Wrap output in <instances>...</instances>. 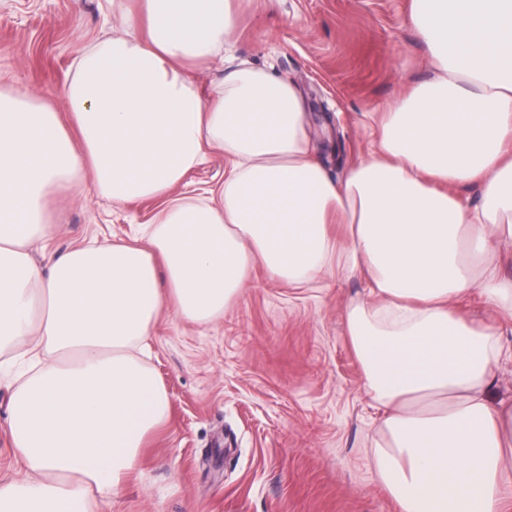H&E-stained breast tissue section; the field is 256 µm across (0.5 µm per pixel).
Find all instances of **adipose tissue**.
I'll use <instances>...</instances> for the list:
<instances>
[{
  "label": "adipose tissue",
  "instance_id": "ef3b65f1",
  "mask_svg": "<svg viewBox=\"0 0 512 512\" xmlns=\"http://www.w3.org/2000/svg\"><path fill=\"white\" fill-rule=\"evenodd\" d=\"M108 3L121 30L80 49L66 113L0 90V355L25 366L9 399L24 477L0 480V512H88L118 494L169 411L137 351L165 308L216 318L258 262L291 284L366 276L348 333L384 409L375 464L402 512H503L512 402L491 399L503 347L458 302L476 292L512 320L498 264L512 251V0H410L435 75L382 114L341 180L293 84L245 62L211 92L195 81L234 44L233 0ZM216 148L217 201L174 196ZM87 179L116 204L168 205L132 241L53 252L48 192ZM471 184L473 207L457 193ZM332 224L348 225L345 241Z\"/></svg>",
  "mask_w": 512,
  "mask_h": 512
}]
</instances>
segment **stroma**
<instances>
[{
	"instance_id": "stroma-1",
	"label": "stroma",
	"mask_w": 512,
	"mask_h": 512,
	"mask_svg": "<svg viewBox=\"0 0 512 512\" xmlns=\"http://www.w3.org/2000/svg\"><path fill=\"white\" fill-rule=\"evenodd\" d=\"M410 0H237L235 55L295 84L323 123L317 143L332 178L365 156L374 115L431 79ZM119 23L105 0H0V88L28 91L63 111V85L78 50ZM326 111H316L317 103ZM224 184L214 150L176 187L207 200ZM56 251L128 241L153 223L163 200L114 206L85 186L80 197L50 190ZM363 276L342 273L294 285L255 266L252 282L205 326L159 316L146 359L169 399L121 493L91 512H400L380 483L371 448L381 406L367 393L348 336L346 306ZM462 314L497 325L505 353L497 399L512 400V322L473 297ZM10 374L0 375V479L19 476L8 428Z\"/></svg>"
}]
</instances>
